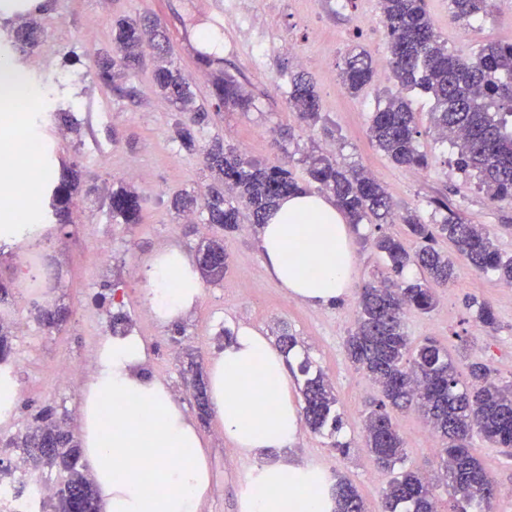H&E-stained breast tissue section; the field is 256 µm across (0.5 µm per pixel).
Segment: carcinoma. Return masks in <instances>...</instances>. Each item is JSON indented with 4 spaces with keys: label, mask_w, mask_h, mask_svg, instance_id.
<instances>
[{
    "label": "carcinoma",
    "mask_w": 512,
    "mask_h": 512,
    "mask_svg": "<svg viewBox=\"0 0 512 512\" xmlns=\"http://www.w3.org/2000/svg\"><path fill=\"white\" fill-rule=\"evenodd\" d=\"M451 20L471 23L488 15L489 0H449ZM382 23L389 41L391 71L399 90L388 93L383 105L373 112L368 136L371 143L393 163L409 169L428 166L417 148L419 135L415 112L404 96L419 90L433 100L430 123L438 138L457 148L459 171L477 180L478 186L498 202L512 203V43L488 42L470 59L448 53L445 40L435 29L426 0H379ZM160 23L122 18L112 26V50L93 61L97 80L106 87H119L136 69L152 62L153 80L159 93L179 112L174 124L175 138L182 148L200 153L203 170L212 183L202 199L190 194L173 197L174 209L193 213L200 210L204 223L234 232L241 226L242 211L252 223H265L277 201L308 186L298 182L290 161L274 164L252 163L238 150L215 138L200 146L197 134L208 126L211 116L196 94L188 76L168 60L162 50L148 52ZM38 26L30 22L13 31L12 43L19 52L35 46ZM199 68L211 73L209 97L217 108L247 112L253 106L236 77L223 68V59L204 50L196 51ZM368 54L352 48L345 60L341 79L356 94L373 79ZM288 106L298 122L314 128L320 120L318 95L313 83L302 74L291 76ZM299 162L306 167L309 182L330 193L346 213L349 223L358 227L374 219L385 224L394 215V203L385 188L365 170L342 168L332 156L311 150ZM83 184V171L74 164L51 189L52 215L60 228L68 224V213ZM442 219L423 222L414 209L401 217L406 234L420 242L411 253L403 239L382 233L373 239L374 248L386 260L388 273L369 282L359 294V316L345 342L353 366L367 373L381 388L382 398L371 403L364 420L365 448L375 464L394 474L385 492L386 512H437L429 483L412 470H403L405 441L393 422L395 411L420 415L441 441L438 481L458 503L453 512H468L469 506L489 503L498 488L471 448L473 433L501 448H512V382L502 384L484 363L471 366L469 379L456 371L450 351L427 339L414 346L406 330L408 311L427 313L436 305L433 286H446L455 278L454 263L432 243L446 237L475 269L497 273L503 283L512 284V256L505 257L485 228L468 224L444 199L434 201ZM117 224L143 223V196L132 186L120 184L103 201ZM199 267L207 283L224 279L227 255L224 240L214 237L199 249ZM416 265L424 279L405 282L404 270ZM476 319L488 332L498 328L491 305L475 301ZM68 310H38L43 327L51 331L67 320ZM303 377V420L314 432L331 439V446L346 444L334 440L342 419L336 411V395L325 374L313 368L309 358L297 367ZM183 384L192 396L197 414L209 417V403L200 364L191 360L182 373ZM19 448L25 461L38 466L43 462L63 473L62 486L50 496L54 512H99V495L89 468L75 465L81 456L78 444L52 409L35 416L26 427L6 442ZM335 512H364L356 488L348 481L336 482Z\"/></svg>",
    "instance_id": "cac0c4a2"
}]
</instances>
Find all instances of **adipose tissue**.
I'll list each match as a JSON object with an SVG mask.
<instances>
[{
	"instance_id": "ef3b65f1",
	"label": "adipose tissue",
	"mask_w": 512,
	"mask_h": 512,
	"mask_svg": "<svg viewBox=\"0 0 512 512\" xmlns=\"http://www.w3.org/2000/svg\"><path fill=\"white\" fill-rule=\"evenodd\" d=\"M352 237L334 198L297 192L268 214L257 244L283 288L326 307L348 292ZM142 275L161 319L180 317L201 297L199 272L178 249L155 254ZM146 355L132 334L100 349L81 409L83 456L102 512H198L210 486L203 442L169 388L147 373ZM209 387L211 407L238 452L260 458L295 442L300 416L288 359L254 327L240 326L212 359ZM317 480L313 470L285 459L263 465L241 512H333L330 494L312 493Z\"/></svg>"
}]
</instances>
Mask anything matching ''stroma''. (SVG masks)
<instances>
[{
    "instance_id": "35a3bbf8",
    "label": "stroma",
    "mask_w": 512,
    "mask_h": 512,
    "mask_svg": "<svg viewBox=\"0 0 512 512\" xmlns=\"http://www.w3.org/2000/svg\"><path fill=\"white\" fill-rule=\"evenodd\" d=\"M20 2L22 8L15 12L0 8V57L30 74L38 92L41 121L25 122L24 127L46 140L54 166L39 177L35 200L40 210H47L45 185L59 180L63 164L71 162L80 165L96 192L79 198L70 210L67 235L53 241L64 271L57 291L35 295L19 289V282L32 274L20 260L21 248L15 245L0 252V279L16 284L9 367L17 386L27 393L26 400L15 402L11 417H0V440L24 430L47 406L70 417L73 436H80L86 384L59 383L53 368L70 361L94 370V341L111 324L113 312L110 302H96L95 296L103 284L114 283L132 332L146 344L148 373L168 386L188 417L196 412L182 390L181 371L191 359L209 367L213 355L224 347L219 332L225 326L253 325L269 337L277 322H287L300 342V356L310 357L334 384L343 419L337 438L350 445L345 454L304 425L290 448L270 450L259 461L237 453L222 422L209 416L199 430L212 483L200 512H240L250 473L259 462L272 463L283 455L319 470L327 484L349 480L362 496L366 512H384L383 490L389 476L373 465L363 447L364 414L379 388L351 366L344 349L356 318L354 290L330 307L294 299L270 274L256 245L257 233L247 225L225 234L229 259L223 281L204 285L199 303L182 318L186 336L172 339L170 324L159 319L146 299L141 271L157 252L168 248L198 259L199 247L214 229L207 225L193 236H184V219L174 212L171 200L177 193L199 190L205 176L197 155L174 141L176 108L156 93L150 70H141L129 80L135 91L131 99L99 84L93 71L94 55L112 47L113 21L147 16L160 20L174 62L191 77L199 98L204 99L209 95V76L197 66L194 51L204 47L205 36L214 35L225 70L239 78L254 106L247 112H222L213 126L201 132V139L222 137L241 146L244 158L253 162L292 155L293 174L302 183L307 180L302 154L311 150L333 154L340 165L371 172L398 207L417 209L426 220L433 214L431 198L447 195L466 221L484 225L503 254L512 255V205L490 200L475 179L457 169L456 148L429 131L432 103L428 98L411 97L421 132L417 144L428 158L427 168L414 173L398 167L370 142L371 114L379 100L396 88L373 0H51L47 11L38 0ZM427 8L455 56H471L488 41L512 42V0H491L488 16L468 28L451 21L448 0H427ZM32 20L40 27L39 44L17 57L6 42L7 29ZM355 46L370 55L378 73L354 97L343 86L340 72L347 51ZM297 70L312 78L320 99L322 120L307 132L295 130L288 107V75ZM59 111L70 113L72 123L60 125L54 118ZM132 159L139 164L133 185L144 197V221L127 226L113 223L101 201L113 183L125 179ZM381 232L399 236L403 226L366 222L354 232V289L385 270L372 246L373 237ZM99 245L111 250L110 264L96 263L93 251ZM436 297L430 313L408 314L412 340L432 337L452 350L459 337H469L472 348L459 357V373H466L469 362L482 361L494 368L497 379L512 381V294L501 292L495 274L459 263L456 282L437 289ZM474 299L493 304L499 321L496 332L486 333L479 326L468 307ZM35 301L51 309L68 308V320L59 331L40 328L31 311ZM395 422L406 441L408 467L434 478L437 443L425 420L414 413H399ZM472 443L499 488L491 512H512V455L478 437Z\"/></svg>"
}]
</instances>
